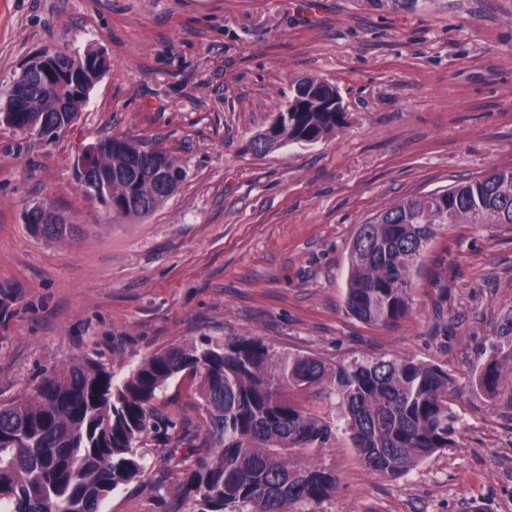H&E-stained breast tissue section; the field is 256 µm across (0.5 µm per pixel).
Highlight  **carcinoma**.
<instances>
[{"instance_id":"1","label":"carcinoma","mask_w":512,"mask_h":512,"mask_svg":"<svg viewBox=\"0 0 512 512\" xmlns=\"http://www.w3.org/2000/svg\"><path fill=\"white\" fill-rule=\"evenodd\" d=\"M419 0H365L376 9L412 11ZM97 52L64 55L69 73H31L12 113L74 125L95 78ZM294 111L276 141L315 143L344 120L335 87L295 81ZM161 160L183 183L187 169L172 154L116 136L100 139L91 169L108 177L109 211L140 217L172 197L137 168ZM123 170L120 177L112 175ZM452 224L512 226V167L495 168L446 189L405 197L360 225L351 245L346 307L369 324L390 326L413 309V276L437 233ZM40 236L65 241L75 225L30 224ZM182 373L201 375L203 426L177 430L156 400ZM477 390L512 412V338L477 369ZM323 386L336 399L334 419L306 412L293 391ZM448 372L409 357H363L331 363L303 353L281 354L256 336L177 343L146 358L122 380L112 367L78 358L46 370L30 395L0 401V508L7 512H100L118 487L150 478L139 445L153 438L185 449L177 458L180 494L194 512H303L336 488V475L304 465L298 454L343 435L374 471L399 477L438 451L458 445L460 419L448 398ZM204 439L208 452L194 448Z\"/></svg>"}]
</instances>
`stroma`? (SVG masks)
Returning <instances> with one entry per match:
<instances>
[{
    "mask_svg": "<svg viewBox=\"0 0 512 512\" xmlns=\"http://www.w3.org/2000/svg\"><path fill=\"white\" fill-rule=\"evenodd\" d=\"M111 66L75 130L41 141L0 123V400L79 357L124 378L180 341L257 336L328 361L406 356L447 369L457 447L390 478L346 438L302 453L337 477L304 512H512V415L473 375L512 334V226L455 224L430 244L399 325L346 310L360 224L404 197L512 167V0H0V89L45 51ZM335 86L345 119L314 144L252 152L293 82ZM123 135L178 156L187 178L141 218H117L79 181L81 150ZM52 201L79 238L32 234ZM199 379L158 407L200 424ZM151 477L101 512H193L176 457L145 447Z\"/></svg>",
    "mask_w": 512,
    "mask_h": 512,
    "instance_id": "obj_1",
    "label": "stroma"
}]
</instances>
